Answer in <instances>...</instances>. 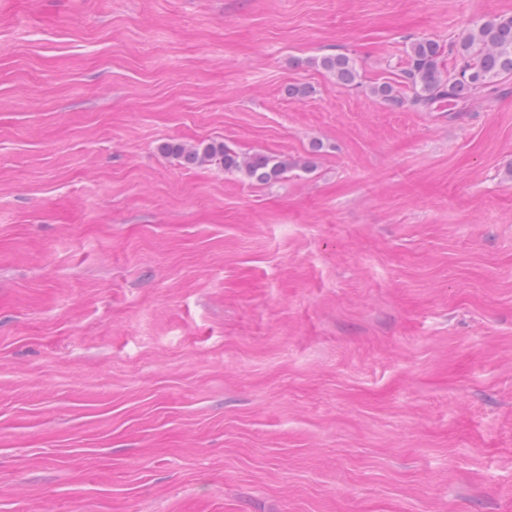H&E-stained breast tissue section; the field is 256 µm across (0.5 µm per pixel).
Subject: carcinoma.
<instances>
[{"label":"carcinoma","mask_w":512,"mask_h":512,"mask_svg":"<svg viewBox=\"0 0 512 512\" xmlns=\"http://www.w3.org/2000/svg\"><path fill=\"white\" fill-rule=\"evenodd\" d=\"M447 52L457 58L450 70L441 65ZM310 64L328 73L339 85L361 84L356 61L346 54L323 55L310 60ZM509 77H512V15H499L467 29L447 48L429 38L412 42L407 50L406 68L399 79L374 82L366 91L393 107L431 111L445 104L456 106L481 95H491L497 82ZM162 150L188 165L219 160L224 164V171L259 185L283 179L294 169L309 167L306 161L285 156L240 155L217 141L189 148L167 143Z\"/></svg>","instance_id":"cac0c4a2"}]
</instances>
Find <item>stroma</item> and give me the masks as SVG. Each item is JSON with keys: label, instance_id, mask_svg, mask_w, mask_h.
<instances>
[{"label": "stroma", "instance_id": "obj_1", "mask_svg": "<svg viewBox=\"0 0 512 512\" xmlns=\"http://www.w3.org/2000/svg\"><path fill=\"white\" fill-rule=\"evenodd\" d=\"M503 14L0 0V512H512V79L365 90ZM310 64L319 67L332 76L336 83L345 87L361 84V75L356 61L346 54H327L311 59ZM162 150L181 158L188 165H203L214 160L224 164V170L239 174L249 182L266 185L286 178L288 172L301 168L306 170L309 162L288 159L285 156L253 153L240 155L224 142L213 141L205 145L186 148L180 144H165Z\"/></svg>", "mask_w": 512, "mask_h": 512}]
</instances>
